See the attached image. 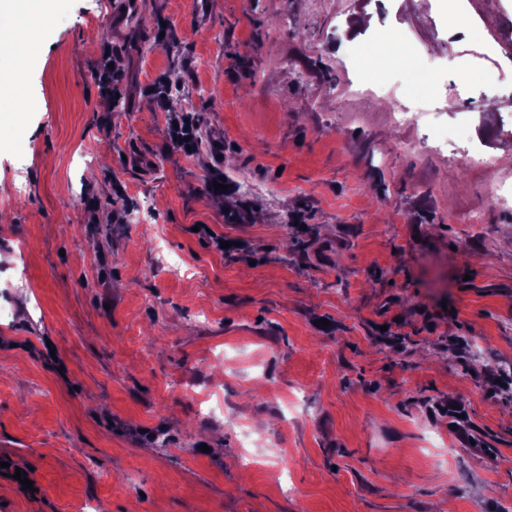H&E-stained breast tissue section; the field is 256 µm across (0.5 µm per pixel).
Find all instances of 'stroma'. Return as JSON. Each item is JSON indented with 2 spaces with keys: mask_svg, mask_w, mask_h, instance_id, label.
<instances>
[{
  "mask_svg": "<svg viewBox=\"0 0 512 512\" xmlns=\"http://www.w3.org/2000/svg\"><path fill=\"white\" fill-rule=\"evenodd\" d=\"M222 2L17 19L37 47L0 99V459L40 492L0 480V512H512V206L488 195L512 96L464 52L485 31L395 4L434 55L399 98L464 127L441 155L345 92L375 0ZM459 66L471 91L443 97ZM163 75L181 91L156 104ZM470 142L488 168L456 160ZM109 51H105V61L98 73V88L100 99L106 105L112 102L117 91V83L122 79V72L114 65L113 70L108 67ZM24 94V82L19 73H0V97H9L15 105ZM170 121L173 129V139L174 136H177V140H174V142L185 148H187V145H190L191 149H196L198 147L199 138L196 135V125L189 113L170 118ZM174 122H177L178 129L174 128ZM185 138H189V141H185Z\"/></svg>",
  "mask_w": 512,
  "mask_h": 512,
  "instance_id": "stroma-1",
  "label": "stroma"
}]
</instances>
